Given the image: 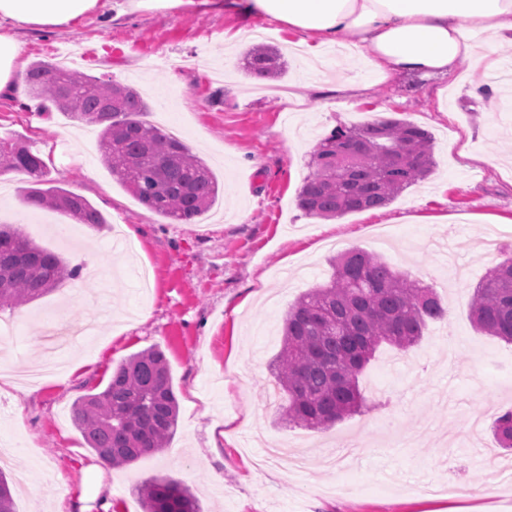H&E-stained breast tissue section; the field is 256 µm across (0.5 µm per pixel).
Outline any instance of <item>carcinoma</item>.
<instances>
[{
  "label": "carcinoma",
  "instance_id": "1",
  "mask_svg": "<svg viewBox=\"0 0 512 512\" xmlns=\"http://www.w3.org/2000/svg\"><path fill=\"white\" fill-rule=\"evenodd\" d=\"M244 68L263 80L280 75L284 60L263 44L245 53ZM25 83L30 95L69 118L102 127L103 164L148 210L173 224H192L215 202L219 186L211 169L181 141L141 119L147 104L134 88L46 62L32 64ZM433 164L431 134L406 119L381 116L336 128L313 151L297 204L325 219L381 208L426 177ZM2 169L25 173L37 184L26 194L29 205L62 211L92 227L106 223L85 198L60 187L41 188L48 166L30 147L21 146L13 158L0 156ZM332 268L329 282L289 308L272 368L287 396L280 406L285 419L320 431L367 406L358 379L381 345L405 352L427 321L447 317L432 288L373 254L345 251ZM79 273L18 229L0 225V311L37 300ZM469 314L480 331L512 343V256L474 289ZM178 413L169 365L152 347L121 361L103 391L80 397L73 423L88 448L120 467L163 450L177 432ZM494 431L503 447L512 448V411L497 417ZM138 494L143 512H200L194 495L174 479H149ZM0 512H16L1 471Z\"/></svg>",
  "mask_w": 512,
  "mask_h": 512
}]
</instances>
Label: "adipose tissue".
<instances>
[{"instance_id": "adipose-tissue-1", "label": "adipose tissue", "mask_w": 512, "mask_h": 512, "mask_svg": "<svg viewBox=\"0 0 512 512\" xmlns=\"http://www.w3.org/2000/svg\"><path fill=\"white\" fill-rule=\"evenodd\" d=\"M102 6L103 0H0V90L20 70L13 28H65ZM223 7L283 23L312 56L353 43L386 78L448 74L463 59L490 72L497 62L491 49L477 48L474 34L512 42V0H224Z\"/></svg>"}]
</instances>
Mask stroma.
Segmentation results:
<instances>
[{
  "mask_svg": "<svg viewBox=\"0 0 512 512\" xmlns=\"http://www.w3.org/2000/svg\"><path fill=\"white\" fill-rule=\"evenodd\" d=\"M286 65L273 80H245L234 47L254 20L202 8L106 10L58 30L18 28L22 62H60V49H85L74 70L131 85L145 97L146 121L174 124L219 184L212 207L192 224H172L145 208L103 165L95 132L46 110L24 84L0 91V139L38 150L54 185L83 196L106 223L77 224L50 209H21L31 181L0 179V224L81 268L42 298L0 313L11 350L0 359V440L14 450L5 475L31 486L16 512H54L57 498L82 496L99 512L111 491L117 512H142L140 483L169 477L188 486L201 512H512L501 476L512 450L499 446L494 420L512 409V344L479 331L469 299L512 250V44L495 46L497 73L462 61L446 76L380 80L356 53L325 50L312 72L290 48L298 37L266 20ZM354 76L365 88L335 92ZM483 84L495 98L479 96ZM403 118L433 137L434 167L388 206L324 220L296 205L316 144L339 125ZM137 225L134 246L114 227ZM503 241L489 253L488 240ZM361 248L436 290L446 319L428 322L406 352L381 347L359 378L378 408L325 432L289 424L270 404V365L283 319L297 298L325 283L336 252ZM147 268L153 286L140 293ZM100 315L78 355L96 364L67 382L36 389L22 374L44 357L45 319L73 324ZM157 346L179 402L178 429L163 451L129 467L98 469V457L71 421L75 401L101 392L125 358ZM234 427H225V419ZM224 434L206 449L208 429ZM224 468L211 484L210 468Z\"/></svg>",
  "mask_w": 512,
  "mask_h": 512,
  "instance_id": "stroma-1",
  "label": "stroma"
}]
</instances>
